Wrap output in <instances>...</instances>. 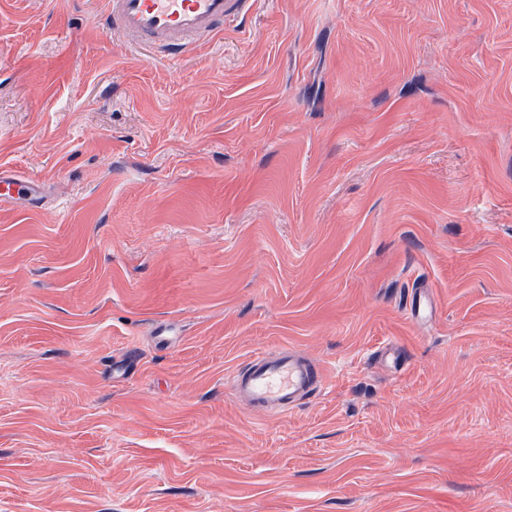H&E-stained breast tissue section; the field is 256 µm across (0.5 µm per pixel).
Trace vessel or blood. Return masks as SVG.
<instances>
[{"mask_svg":"<svg viewBox=\"0 0 512 512\" xmlns=\"http://www.w3.org/2000/svg\"><path fill=\"white\" fill-rule=\"evenodd\" d=\"M101 17L113 37L138 44L160 58L175 60L212 43L226 22L244 18L258 0H106ZM39 181L0 171V202L34 206ZM324 380L320 365L281 349L253 354L233 372L231 393L252 409L281 414L301 405Z\"/></svg>","mask_w":512,"mask_h":512,"instance_id":"b4317fda","label":"vessel or blood"}]
</instances>
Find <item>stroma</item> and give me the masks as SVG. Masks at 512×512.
I'll return each mask as SVG.
<instances>
[{
	"label": "stroma",
	"mask_w": 512,
	"mask_h": 512,
	"mask_svg": "<svg viewBox=\"0 0 512 512\" xmlns=\"http://www.w3.org/2000/svg\"><path fill=\"white\" fill-rule=\"evenodd\" d=\"M103 8L0 0V512H512V0H266L173 62ZM289 346L301 406L226 389ZM40 182L28 176L4 173L0 170V202L35 206L40 198Z\"/></svg>",
	"instance_id": "1"
}]
</instances>
